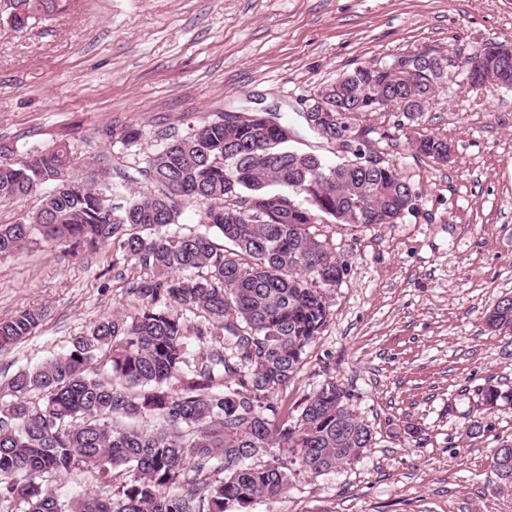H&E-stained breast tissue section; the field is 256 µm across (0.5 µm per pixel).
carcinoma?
<instances>
[{
    "instance_id": "cac0c4a2",
    "label": "carcinoma",
    "mask_w": 512,
    "mask_h": 512,
    "mask_svg": "<svg viewBox=\"0 0 512 512\" xmlns=\"http://www.w3.org/2000/svg\"><path fill=\"white\" fill-rule=\"evenodd\" d=\"M23 30L64 8L62 0H15ZM409 80L391 65L360 66L321 91L331 111L309 128L348 145L336 164L282 139L273 112L224 115L166 139L140 170L147 188L114 207L94 177L80 174L70 144L0 161V199L48 187L32 216L0 224V257L41 237L90 253L119 243L152 271L134 288L139 308L114 313L73 339L61 356L17 370L0 397V512H244L281 496L298 473L334 472L373 443L353 395L328 381L281 417L273 394L288 386L330 317V291L347 264L309 232L326 215L340 224H394L420 194L396 164L351 139L350 115L389 102L406 118L443 89L438 57L413 52ZM495 85L512 89V60L486 59ZM415 150L448 161V141L422 136ZM282 187L273 191L271 187ZM303 198L305 203L298 202ZM203 205L205 230L161 234L181 201ZM220 236L230 247L219 245ZM206 322L188 328L172 305ZM39 308L0 319V350L32 336ZM512 332V295L486 316ZM204 348L192 361L188 340ZM480 416L512 402L489 385ZM493 471L512 487V440L490 449ZM97 469L128 480L109 493L64 499L50 483Z\"/></svg>"
}]
</instances>
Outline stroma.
I'll return each mask as SVG.
<instances>
[{"mask_svg":"<svg viewBox=\"0 0 512 512\" xmlns=\"http://www.w3.org/2000/svg\"><path fill=\"white\" fill-rule=\"evenodd\" d=\"M0 0V143L14 158L68 142L126 172L112 202L144 189L138 170L166 135L236 108L287 122L291 148L331 163L342 153L304 115L324 86L358 66L424 47L457 55L512 43V0H68L24 30ZM352 135L395 162L421 193L395 224L314 225L348 264L329 322L294 381L285 411L329 380L353 395L375 443L335 472L296 476L248 512H512V487L489 450L512 438V403L466 412L492 384L512 389V335L486 311L512 294V90L458 84L421 117L352 115ZM141 129L138 143L109 130ZM448 140L440 165L415 134ZM148 270L117 246L94 254L37 241L0 259V318L46 311L34 336L0 352V383L65 352L99 318L134 315Z\"/></svg>","mask_w":512,"mask_h":512,"instance_id":"obj_1","label":"stroma"}]
</instances>
